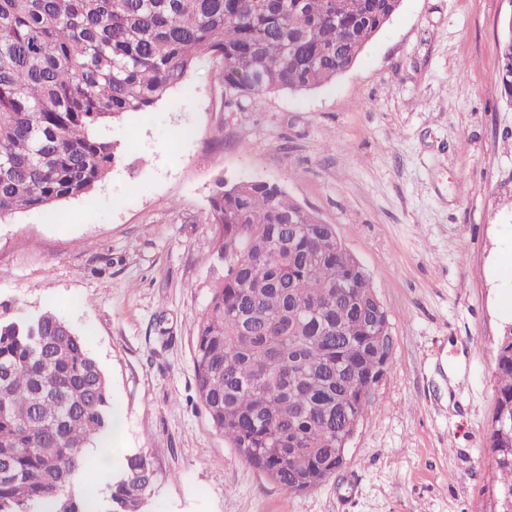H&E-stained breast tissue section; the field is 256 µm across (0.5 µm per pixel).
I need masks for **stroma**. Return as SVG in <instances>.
Segmentation results:
<instances>
[{
  "instance_id": "obj_1",
  "label": "stroma",
  "mask_w": 512,
  "mask_h": 512,
  "mask_svg": "<svg viewBox=\"0 0 512 512\" xmlns=\"http://www.w3.org/2000/svg\"><path fill=\"white\" fill-rule=\"evenodd\" d=\"M510 18L512 0H402L332 83L237 107L201 57L148 116L107 128L117 160L91 196L0 220V302L52 304L119 412L81 488L140 453L147 512H492L494 356L512 323V104L493 75ZM220 177L278 184L333 225L388 312L391 367L344 467L303 494L250 467L196 395Z\"/></svg>"
}]
</instances>
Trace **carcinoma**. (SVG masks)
Wrapping results in <instances>:
<instances>
[{
  "instance_id": "obj_1",
  "label": "carcinoma",
  "mask_w": 512,
  "mask_h": 512,
  "mask_svg": "<svg viewBox=\"0 0 512 512\" xmlns=\"http://www.w3.org/2000/svg\"><path fill=\"white\" fill-rule=\"evenodd\" d=\"M401 0H0V220L91 195L115 162L102 128L145 114L220 57L229 100L327 85L350 68ZM495 83L512 103V17ZM211 257L224 275L197 323L193 363L212 426L291 494L332 476L376 368L382 310L336 233L275 184L219 177ZM495 411L512 422V340L495 355ZM117 410L82 335L53 310L0 304V512H141L152 482L125 457L103 501L74 491L84 449L110 452ZM512 493V431L489 432Z\"/></svg>"
}]
</instances>
